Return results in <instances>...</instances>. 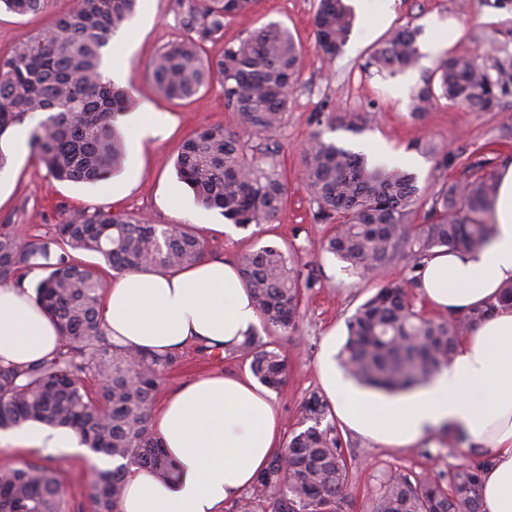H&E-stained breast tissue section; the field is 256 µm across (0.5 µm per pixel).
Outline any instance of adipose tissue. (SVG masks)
<instances>
[{
	"label": "adipose tissue",
	"mask_w": 512,
	"mask_h": 512,
	"mask_svg": "<svg viewBox=\"0 0 512 512\" xmlns=\"http://www.w3.org/2000/svg\"><path fill=\"white\" fill-rule=\"evenodd\" d=\"M492 216L494 233L483 251L451 249L423 262L420 293L433 308L452 314L495 307L463 337L447 369L414 392L381 394L345 378L326 352L320 378L337 418L376 444L408 448L440 425L462 427L473 453L491 460L481 512H512V308L495 304L500 286L512 282V164L498 173ZM101 319L114 344L164 353L200 343L233 345L259 315L238 265L215 258L180 270L114 275ZM61 345L34 290L0 283V364L22 367ZM152 428L174 474L163 479L129 466L118 512H222L266 467L283 432L268 389L249 376L221 372L175 390L153 413ZM10 441L54 458L79 449L72 429L36 422L18 428Z\"/></svg>",
	"instance_id": "ef3b65f1"
}]
</instances>
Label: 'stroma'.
Segmentation results:
<instances>
[{
    "label": "stroma",
    "instance_id": "stroma-1",
    "mask_svg": "<svg viewBox=\"0 0 512 512\" xmlns=\"http://www.w3.org/2000/svg\"><path fill=\"white\" fill-rule=\"evenodd\" d=\"M72 0H45L41 12L18 16L0 11V57L7 56L49 26L66 11ZM318 0H253L247 19L225 23L223 31L202 43L204 57L215 61L228 44L238 42L246 31L269 23L287 27L302 49L300 73L288 101L282 127L259 137L258 143L273 149L275 158L288 173V201L274 223L241 229L225 222L218 211L194 201L190 190L179 182L174 160L182 142L201 128L232 124L234 116L224 106L220 82H212L191 99H171L159 92L150 63L164 46L192 37L183 26L178 0H139L136 14L129 20L137 37L127 56L105 53L104 64L121 73L124 85L132 91L134 107H147L169 117V123L149 143L137 144L125 135L126 156L123 170L130 180L117 190L111 181L75 184L55 181L35 156L13 159L0 172V226L20 237L51 234L55 224L74 209H108L116 214H137L156 224H176L200 231L204 255L238 261L258 247L274 243L288 247L292 265L300 279L316 277V287L306 290L301 317L294 333L275 335L274 340L288 359L284 385L275 391L285 431L297 430V416L304 398L320 390L319 365L324 342L335 336L344 344L346 320L373 295L381 280L408 283L412 271L404 260H396L383 279L359 278L346 271L340 261L323 252L322 244L331 227L314 220V206L301 178L302 147L312 133L345 147L378 144L392 151L412 154L424 166L417 180L424 195H431L443 182H460L467 166L485 159L496 172L512 163V138L502 136L512 126V81L501 93V105L493 112H476L440 101L424 120L410 116L411 97L433 68L418 65L404 73L389 76L366 71L364 65L375 46L397 26L421 27L420 42L449 39L448 54L471 55L484 67L512 57V0H393L389 16H382L378 0H368L366 9L355 16V23L342 53L329 60L314 47L313 16ZM457 23L463 34L450 39L448 25ZM343 112H365L369 122L361 133L331 126L330 118ZM435 143L443 154L424 152ZM181 193L185 213L169 208L170 194ZM248 361L241 358L217 360L203 356L197 347L179 354V362L159 391L168 396L187 380L211 372L244 374ZM352 457L349 512H367L369 493L376 470L384 467L416 472L447 470L461 461L465 440L447 433L440 438V457H420L416 448H381L351 430H343ZM50 464L63 491L65 512H97L86 496L84 486L96 474L97 456H61L45 461L36 451H9L0 446V465Z\"/></svg>",
    "mask_w": 512,
    "mask_h": 512
}]
</instances>
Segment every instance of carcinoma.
<instances>
[{
	"label": "carcinoma",
	"instance_id": "obj_1",
	"mask_svg": "<svg viewBox=\"0 0 512 512\" xmlns=\"http://www.w3.org/2000/svg\"><path fill=\"white\" fill-rule=\"evenodd\" d=\"M253 0H178L181 22L198 38L169 44L152 60L158 90L168 98L196 96L218 80L235 126L205 127L186 139L176 156L178 178L196 203L219 211L247 229L276 220L288 195L279 162L251 144L255 136L284 123L301 49L288 29L270 24L224 48L215 63L200 43L224 29L228 18H243ZM138 0H78L46 30L0 58V139L36 112L44 118L28 135V147L57 181L97 183L125 156L117 118L131 94L105 79L103 50L136 11ZM26 15L44 0H0ZM316 50L335 58L354 25L345 0H319L313 19ZM420 29H395L370 54L365 68L391 73L414 67ZM500 78L471 56H446L412 98V116L424 117L441 100L477 112L498 106ZM352 133L366 117L345 112L332 118ZM488 161L468 167L461 183H443L423 196L414 174L369 167L366 157L314 134L303 151L302 179L316 205L315 219L333 225L323 249L359 277H375L398 258L412 270L439 248L476 253L492 235V203L498 184ZM421 223H416L417 217ZM201 237L180 226L154 224L132 214L97 209L72 211L48 238L25 241L0 230V282H19L26 267L46 272L35 286L38 301L56 320L63 339L50 358L25 367L0 365V429L35 421L75 429L92 452L122 459L167 478L172 464L151 426L157 392L178 354L121 349L102 328L99 308L108 282L100 270L76 261L71 252L98 254L115 273L183 269L203 258ZM242 281L259 311L263 330L295 331L305 283L293 275L288 253L264 245L240 260ZM491 309L473 307L434 321L415 305L403 285L386 282L348 319L341 352L346 372L386 392L406 391L448 367L459 340L486 319ZM199 351L250 361L262 385L277 390L288 359L258 330L224 350ZM92 379L97 390L85 382ZM300 431L272 454L233 512H343L349 505L351 464L328 400L311 392L301 404ZM489 458L462 462L446 473L381 471L370 512H480L481 475ZM125 467L101 469L86 484L98 512H116ZM0 512H65L56 475L41 465L0 468Z\"/></svg>",
	"mask_w": 512,
	"mask_h": 512
}]
</instances>
